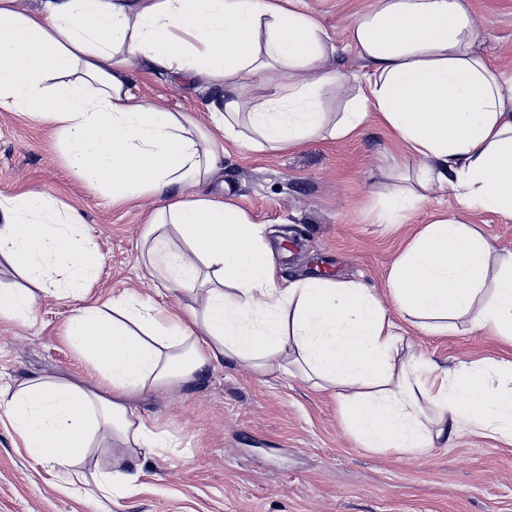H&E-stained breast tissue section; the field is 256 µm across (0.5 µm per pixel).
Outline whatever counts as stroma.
<instances>
[{
  "label": "stroma",
  "instance_id": "35a3bbf8",
  "mask_svg": "<svg viewBox=\"0 0 512 512\" xmlns=\"http://www.w3.org/2000/svg\"><path fill=\"white\" fill-rule=\"evenodd\" d=\"M310 11L345 40L352 16L374 0H275ZM476 51L512 78V0H470ZM135 92L165 99L207 123L194 84L161 70L137 74ZM410 161L376 119L348 138L309 140L297 150L224 144V176L209 192L266 227V243L285 278L361 279L388 299L390 268L412 236L441 215L457 214L449 187H434L394 228L380 215L394 186L388 168ZM37 189L79 211L93 230L103 264L89 297L133 292L174 310L181 297L156 292L139 260L138 243L163 197L122 204L77 179L51 132L18 112H0V190ZM468 219L497 248L492 270L512 263V219L483 209ZM78 303L44 300L30 322L0 319V385L30 376L96 380L72 349L64 326ZM412 352L443 365L496 358L500 339L468 319L432 334L390 310ZM168 447L133 458L117 439L96 442L86 473H137V487L112 500L94 485H67V469L33 462L0 412V512H512V441L463 431L451 446L378 452L346 430L340 407L298 374L259 375L226 362L206 366L195 381L151 392L137 402Z\"/></svg>",
  "mask_w": 512,
  "mask_h": 512
}]
</instances>
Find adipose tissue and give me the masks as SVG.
<instances>
[{"label": "adipose tissue", "mask_w": 512, "mask_h": 512, "mask_svg": "<svg viewBox=\"0 0 512 512\" xmlns=\"http://www.w3.org/2000/svg\"><path fill=\"white\" fill-rule=\"evenodd\" d=\"M477 39L470 0H375L342 45L312 14L272 0H0V112L51 128L71 172L112 201L183 191L152 216L141 246L157 284L184 295L179 313L129 294L80 306L65 335L98 380L0 387L30 457L67 466L75 483L97 440L116 436L145 455L166 447L136 399L220 360L260 374L295 366L338 398L366 448H426L465 429L512 438V358L489 369L398 360L400 328L368 284L286 279L263 225L205 191L225 141L292 150L320 133L345 139L373 114L414 162L390 200L395 217L446 185L461 210L511 218L512 79ZM347 49L370 78L331 122L320 95L349 88ZM156 68L196 82L208 126L134 93L131 72ZM254 82L262 93L243 97ZM495 252L460 218L434 220L391 266L395 306L433 333L465 317L512 343V265L490 275ZM102 263L78 211L36 190L0 192V265L25 282L0 289V318L83 297Z\"/></svg>", "instance_id": "adipose-tissue-1"}]
</instances>
